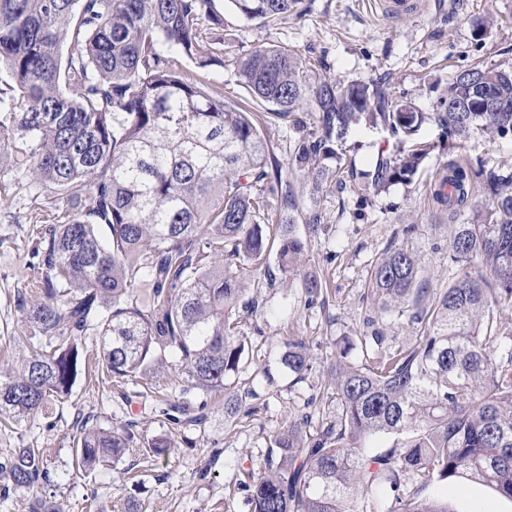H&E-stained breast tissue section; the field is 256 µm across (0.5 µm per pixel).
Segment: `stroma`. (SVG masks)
I'll use <instances>...</instances> for the list:
<instances>
[{
  "instance_id": "stroma-1",
  "label": "stroma",
  "mask_w": 512,
  "mask_h": 512,
  "mask_svg": "<svg viewBox=\"0 0 512 512\" xmlns=\"http://www.w3.org/2000/svg\"><path fill=\"white\" fill-rule=\"evenodd\" d=\"M224 25L204 23V38L216 40L224 63L208 71V86L226 101L247 97L233 62L258 46L282 45L298 52L315 75L331 80L380 83L397 104L422 112L436 111L456 75L479 63L512 68V0H422L418 10L394 18L370 0H303L301 15L267 25L240 17L230 0H214ZM428 143L433 147L410 184L383 192L359 186L339 172L310 195L300 176L291 182L298 201L297 230L308 238L305 272L326 286L321 301L308 303L299 277L268 284L260 273L243 272L259 309L244 320L249 357L236 377L249 395V414L224 418V396L185 390L172 371L158 374L155 388L140 379L80 378L71 395L49 401L28 420L0 425V458L18 448L43 451L50 481L43 489L62 512H249L240 484L243 470H260L270 436L289 418L310 414L312 424L334 416L323 363L333 362L336 337L352 335L370 308L366 286L373 261L389 244L417 253L430 284L443 288L459 274L448 259L456 225L468 223L474 207L489 201L483 182L471 183L469 205L456 218L438 210L430 187L450 159L478 162L485 172L512 169V134H473L465 141L449 138L435 123L410 137L388 128L357 126L343 150L357 168L378 156ZM0 369L21 373L44 339L24 321V313L43 302L34 283L41 260L33 230L55 223L58 207L45 197L25 171L0 163ZM319 214L322 230L309 234L310 214ZM416 225L405 234L406 225ZM302 337L314 358L304 380H295L281 358L292 337ZM203 414L202 423L191 418ZM115 431L133 427L140 443L118 459L104 463L89 477L73 469L76 423ZM155 437L172 445L156 458L144 443ZM430 495L447 500L450 512H512V500L485 482L462 473L430 487Z\"/></svg>"
}]
</instances>
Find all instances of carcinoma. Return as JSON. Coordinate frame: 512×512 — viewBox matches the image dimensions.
I'll return each instance as SVG.
<instances>
[{"label": "carcinoma", "instance_id": "carcinoma-1", "mask_svg": "<svg viewBox=\"0 0 512 512\" xmlns=\"http://www.w3.org/2000/svg\"><path fill=\"white\" fill-rule=\"evenodd\" d=\"M249 21L298 13L302 0H229ZM210 0H0V156L14 155L47 196L62 204L41 232L36 288L45 302L26 312L48 339L23 373L0 372V420L20 422L50 399H65L88 374L81 336L94 327L106 372L148 379L175 358L178 378L224 393V416H238L252 392L235 376L249 352L240 312L254 313L240 274L253 266L286 278L307 258L296 232L288 173L319 192L342 161L336 143L354 127L384 126L411 136L428 120L464 141L512 133V72L473 66L448 86L437 112L394 105L380 84L308 75L286 46L238 58L250 105L227 103L206 73L221 63L200 35ZM199 78L181 76L182 59ZM490 94L479 112L457 103ZM294 117L297 140L288 171L270 151L257 113ZM310 112L318 131L296 116ZM424 144L381 156L351 178L381 191L409 184L430 153ZM434 186L453 213L467 185L486 180L491 204L459 224L449 245L454 263L481 259L434 290L421 259L392 245L373 264L368 295L380 314L366 315L336 339L328 385L335 416L307 431L301 415L271 435L266 470L247 473L250 512H385L384 498L409 480L397 512H448L423 492L460 472L512 500V172L448 164ZM147 281L143 295L137 287ZM415 329L408 341L381 321ZM301 380L314 360L305 341L282 357ZM398 435L396 446L362 453L372 435ZM135 433L81 423L73 467L88 477L135 443ZM43 452L19 448L0 462L6 490L32 491L47 479Z\"/></svg>", "mask_w": 512, "mask_h": 512}]
</instances>
